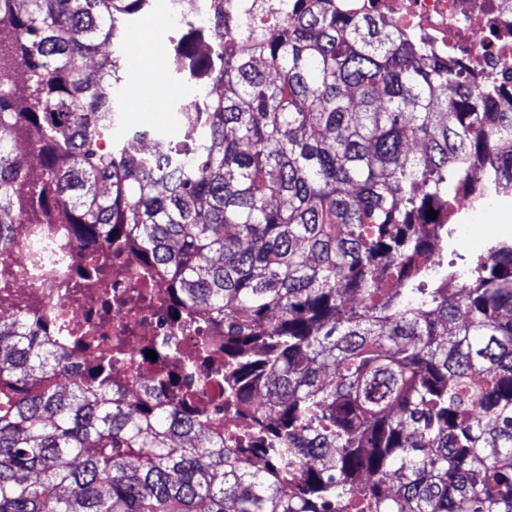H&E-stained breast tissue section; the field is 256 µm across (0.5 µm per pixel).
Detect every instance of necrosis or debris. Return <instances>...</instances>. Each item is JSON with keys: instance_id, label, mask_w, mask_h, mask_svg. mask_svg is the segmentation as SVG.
<instances>
[{"instance_id": "1", "label": "necrosis or debris", "mask_w": 512, "mask_h": 512, "mask_svg": "<svg viewBox=\"0 0 512 512\" xmlns=\"http://www.w3.org/2000/svg\"><path fill=\"white\" fill-rule=\"evenodd\" d=\"M339 11L379 15L405 37L423 42L436 56L460 62L478 81L512 96V0H336ZM16 245L0 252V277L13 296L0 300V317L23 316L49 337L78 344V361L89 367L123 336L127 358L108 382L136 391L157 366L146 347L166 353L174 383L161 389L171 404L181 391L203 406L205 426L213 431L234 423L261 427L262 400L235 414L224 411L222 387L210 379L211 367L183 366L182 354L197 339H220L224 326L194 316L173 320L167 313L165 283L148 278L136 256L116 250L104 255L98 244L77 243L66 225H17Z\"/></svg>"}]
</instances>
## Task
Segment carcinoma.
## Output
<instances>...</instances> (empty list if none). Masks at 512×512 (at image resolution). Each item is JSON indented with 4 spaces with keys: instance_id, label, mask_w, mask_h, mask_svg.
I'll return each instance as SVG.
<instances>
[{
    "instance_id": "cac0c4a2",
    "label": "carcinoma",
    "mask_w": 512,
    "mask_h": 512,
    "mask_svg": "<svg viewBox=\"0 0 512 512\" xmlns=\"http://www.w3.org/2000/svg\"><path fill=\"white\" fill-rule=\"evenodd\" d=\"M153 0H0V247L69 224L129 249L173 310L224 321V395L264 398L273 465L159 393L0 318V512H512V239L456 253L512 196V102L381 17L209 0L170 68L184 141L131 129L102 51ZM436 211L435 218L429 217ZM260 7L253 9L255 1L253 0H226L224 2V9L226 4H230L231 7H238L241 10L243 7L244 11L249 13L252 12L256 18H259L262 22H269L272 19V14L278 11L281 0H256ZM503 206L504 204L497 197L491 196L482 208L467 213V222L459 226L455 239V247L459 254L469 257L483 250L488 242L503 238L500 224H509L508 237L512 238V210L510 208L487 214L483 219L484 224H476L482 213L494 207L502 208ZM471 222L472 224H469Z\"/></svg>"
}]
</instances>
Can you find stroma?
Returning a JSON list of instances; mask_svg holds the SVG:
<instances>
[{
    "instance_id": "obj_1",
    "label": "stroma",
    "mask_w": 512,
    "mask_h": 512,
    "mask_svg": "<svg viewBox=\"0 0 512 512\" xmlns=\"http://www.w3.org/2000/svg\"><path fill=\"white\" fill-rule=\"evenodd\" d=\"M180 34L159 5L149 15L128 22L123 44L126 93L118 101L122 121L114 130L115 136L131 128H146L172 141L183 140L184 131L170 107L192 100L198 88L193 81L170 73V53ZM505 224L512 225L511 209L487 214L479 224L460 225L455 239L457 252L465 256L480 252L488 242L502 238Z\"/></svg>"
}]
</instances>
